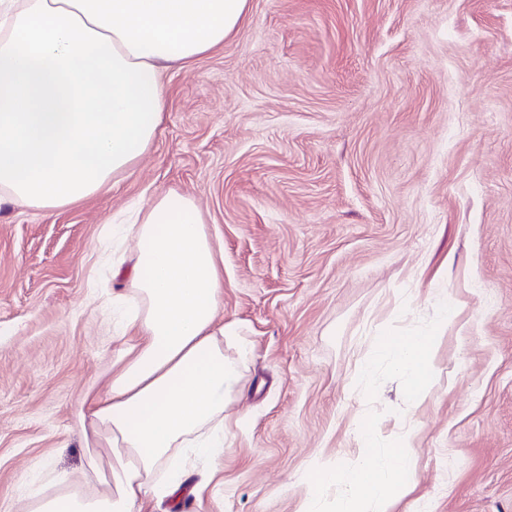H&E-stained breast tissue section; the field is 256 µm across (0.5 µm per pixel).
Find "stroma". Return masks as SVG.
I'll return each instance as SVG.
<instances>
[{"label": "stroma", "instance_id": "obj_1", "mask_svg": "<svg viewBox=\"0 0 512 512\" xmlns=\"http://www.w3.org/2000/svg\"><path fill=\"white\" fill-rule=\"evenodd\" d=\"M163 94L107 197L0 208V503L25 512L42 468L82 483L77 403L120 347L112 292L91 288L99 239L170 193L224 251L247 356L220 482L142 512H299L316 462L348 461L360 409L397 426L400 382L367 402L359 367L436 295L466 331L436 342L397 512H512V0H248Z\"/></svg>", "mask_w": 512, "mask_h": 512}]
</instances>
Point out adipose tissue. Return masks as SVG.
<instances>
[{
	"label": "adipose tissue",
	"instance_id": "1",
	"mask_svg": "<svg viewBox=\"0 0 512 512\" xmlns=\"http://www.w3.org/2000/svg\"><path fill=\"white\" fill-rule=\"evenodd\" d=\"M248 0H0V204L50 212L110 194L163 120L162 78L222 45ZM132 232L126 285L132 339L105 383L80 399L75 433L105 491L52 493L44 470L26 512H138L184 484V460L224 456V410L239 366L220 318L224 271L192 198L163 195L116 224Z\"/></svg>",
	"mask_w": 512,
	"mask_h": 512
}]
</instances>
